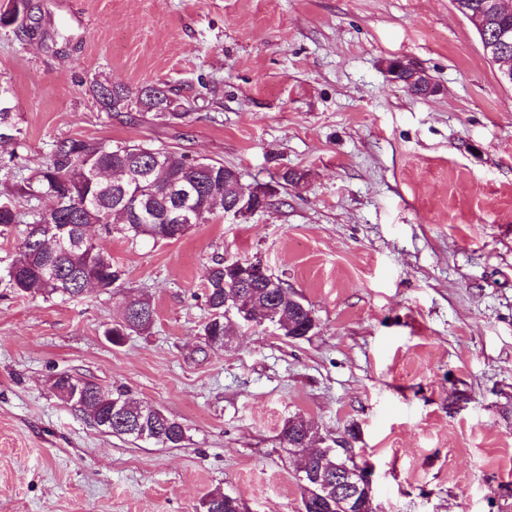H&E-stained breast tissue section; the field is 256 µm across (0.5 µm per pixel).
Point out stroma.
<instances>
[{
  "instance_id": "stroma-1",
  "label": "stroma",
  "mask_w": 512,
  "mask_h": 512,
  "mask_svg": "<svg viewBox=\"0 0 512 512\" xmlns=\"http://www.w3.org/2000/svg\"><path fill=\"white\" fill-rule=\"evenodd\" d=\"M30 3L38 34L0 26L23 175L56 139L101 138L222 161L272 198L171 242L92 228L127 272L111 293L0 278V512H200L216 490L301 512L279 441L294 416L371 470L379 512H512V85L452 0ZM392 58L437 93L393 83ZM97 77L172 88L193 120L108 115ZM256 255L315 330L204 348L207 266ZM141 295L152 329L113 345L105 327ZM64 372L159 408L186 442L101 431L54 395Z\"/></svg>"
}]
</instances>
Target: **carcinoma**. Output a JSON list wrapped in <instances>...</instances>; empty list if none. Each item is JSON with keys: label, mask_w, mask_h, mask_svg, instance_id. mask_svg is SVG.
Instances as JSON below:
<instances>
[{"label": "carcinoma", "mask_w": 512, "mask_h": 512, "mask_svg": "<svg viewBox=\"0 0 512 512\" xmlns=\"http://www.w3.org/2000/svg\"><path fill=\"white\" fill-rule=\"evenodd\" d=\"M29 12L28 0H5L0 4V24L19 11ZM106 82L96 79L88 91L102 110L117 116L137 111L172 123H184L190 113L171 89L147 85L135 89L117 86L104 92ZM0 146L12 147L11 156L20 157L23 147L20 129L12 114L0 108ZM240 173L219 161H203L185 152L163 147L112 142L98 138L65 137L52 142L47 161L31 176L0 193L12 199L9 209H0V236L16 233L18 243L5 266L9 287L22 296L40 295L45 299L78 298L91 283L102 290L122 288L125 271L112 260V253L84 236V226L98 224L105 234L116 233L131 242L145 239L163 240L184 236L194 225L205 224L216 209L227 211L224 199H233ZM48 197L53 205L43 211L20 209L19 199L29 201ZM257 256L237 260H214L205 272V304L210 317L203 325L204 336L214 337L212 346H224L238 314L226 315L225 303L235 304L243 292L250 304L275 311L277 322L293 325V335H301L310 321L311 307L288 303L287 287L269 290L255 280L243 286L239 279L243 267L257 268ZM155 322V308L143 296L124 302L122 321L104 330L114 345L123 343L131 332H144ZM72 375L61 374L52 383L55 396L64 404L78 409L67 383ZM92 402L82 412L101 427L112 418L115 436L129 434L123 429L127 421H140L147 428L146 439L166 448H178L187 439L186 429L178 420L161 410L137 401L127 393L112 392L80 379ZM312 428L301 416L286 420L280 442L286 451L294 448L295 437L303 428ZM232 498L216 491L201 500L202 512H236Z\"/></svg>", "instance_id": "cac0c4a2"}]
</instances>
